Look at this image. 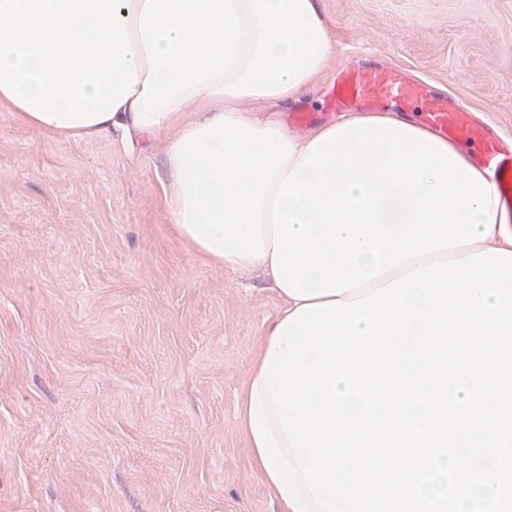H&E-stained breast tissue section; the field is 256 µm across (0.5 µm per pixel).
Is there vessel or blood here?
<instances>
[{
	"mask_svg": "<svg viewBox=\"0 0 512 512\" xmlns=\"http://www.w3.org/2000/svg\"><path fill=\"white\" fill-rule=\"evenodd\" d=\"M328 105L334 110L420 108L426 125L437 133L474 146L473 163L488 172L501 205L512 215V147L504 146L489 128L474 122L457 98L438 94L430 86L410 81L396 70L371 64L339 71Z\"/></svg>",
	"mask_w": 512,
	"mask_h": 512,
	"instance_id": "vessel-or-blood-1",
	"label": "vessel or blood"
}]
</instances>
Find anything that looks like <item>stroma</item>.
Wrapping results in <instances>:
<instances>
[{"label": "stroma", "mask_w": 512, "mask_h": 512, "mask_svg": "<svg viewBox=\"0 0 512 512\" xmlns=\"http://www.w3.org/2000/svg\"><path fill=\"white\" fill-rule=\"evenodd\" d=\"M299 103L381 62L512 141V0H317ZM161 148L65 142L0 109V512H281L237 403L281 307L169 225Z\"/></svg>", "instance_id": "obj_1"}]
</instances>
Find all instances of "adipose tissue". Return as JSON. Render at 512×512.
I'll return each mask as SVG.
<instances>
[{
    "instance_id": "ef3b65f1",
    "label": "adipose tissue",
    "mask_w": 512,
    "mask_h": 512,
    "mask_svg": "<svg viewBox=\"0 0 512 512\" xmlns=\"http://www.w3.org/2000/svg\"><path fill=\"white\" fill-rule=\"evenodd\" d=\"M333 52L315 0H0V106L65 141L161 144L173 234L267 276L282 319L512 251L486 172L426 126L348 112L300 137L249 112L298 100Z\"/></svg>"
}]
</instances>
